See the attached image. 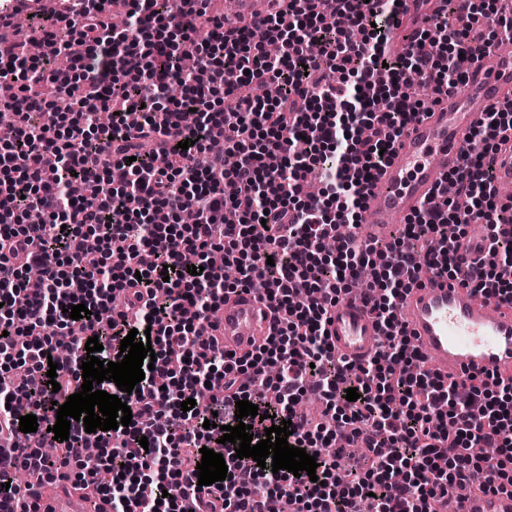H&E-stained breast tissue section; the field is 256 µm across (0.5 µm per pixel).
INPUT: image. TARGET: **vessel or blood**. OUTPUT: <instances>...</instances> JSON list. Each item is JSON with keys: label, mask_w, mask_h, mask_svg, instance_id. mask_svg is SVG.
I'll list each match as a JSON object with an SVG mask.
<instances>
[{"label": "vessel or blood", "mask_w": 512, "mask_h": 512, "mask_svg": "<svg viewBox=\"0 0 512 512\" xmlns=\"http://www.w3.org/2000/svg\"><path fill=\"white\" fill-rule=\"evenodd\" d=\"M287 0H236L239 14L252 23L270 15L271 2ZM397 37L408 40L425 27L415 0H404ZM512 102V42L502 41L495 62L474 65L466 81L441 96L430 112L410 123L391 157L376 171L360 224L352 234L361 240L378 238L436 198L448 176L462 163V151L472 134L485 125L491 107ZM496 185H512V149L493 158ZM486 225L471 222L467 236L456 246L461 274H468L483 254ZM401 313L413 344L426 367L446 379L482 378L512 374V310L496 306L458 282L440 276L422 278L401 301ZM274 319L271 308L253 295L242 293L225 305L221 314L222 342L238 353L258 344ZM326 332L337 355L358 363L374 356L381 336L363 302L344 298L328 314ZM454 512H512L511 493L477 490L465 481L449 488ZM53 512H84L77 494L55 491L48 498Z\"/></svg>", "instance_id": "vessel-or-blood-1"}]
</instances>
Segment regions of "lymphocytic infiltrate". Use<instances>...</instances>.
Wrapping results in <instances>:
<instances>
[{"label":"lymphocytic infiltrate","mask_w":512,"mask_h":512,"mask_svg":"<svg viewBox=\"0 0 512 512\" xmlns=\"http://www.w3.org/2000/svg\"><path fill=\"white\" fill-rule=\"evenodd\" d=\"M208 2L69 0L66 12L32 13L39 57L0 39V111L11 116L0 135V437L15 438L0 455V485L9 487L0 512H39L45 479L71 480L107 512H186L201 492L204 512H268L274 503L286 512L364 503L370 512H435L460 480L506 491L512 376L490 385L432 374L399 301L423 275L456 280L453 246L474 219L493 230L490 259L465 284L512 306V234L497 232L512 223V198H501L491 165L512 137V112L491 109L490 127L451 176L467 208L441 198L385 245L340 231L359 222L381 149L424 110L404 90L407 72L437 95L458 87L473 55L512 36V14L472 9L463 24L458 0H441L426 32L393 55L396 0H290L288 17L270 15L257 29L225 28ZM117 9L126 18L119 29ZM479 20L488 33L474 34ZM271 41L278 54H268ZM255 87L264 96H252ZM215 139L224 148L213 153ZM204 152L208 164L197 167ZM215 250L224 267L211 264ZM190 253L202 272L188 273ZM228 265L235 280L224 277ZM256 280L280 319L255 349L229 354L214 336L215 314ZM355 287L384 337L360 364L340 360L325 331L329 309ZM81 303L92 316L73 321L68 310ZM76 324L95 331L101 361H118L133 330L156 362L138 392L99 385L127 402L129 426L89 434L74 420L61 441L46 414L81 389L87 338L71 334ZM63 344L69 354L48 379ZM307 395L325 404L319 420L300 404ZM189 398L194 408L182 411ZM239 400L258 407L254 440L290 422L288 442L315 456L317 481L232 457L222 485L199 487L200 450L213 444L203 423L238 425ZM27 414L39 426L24 434ZM91 440L92 458L82 448ZM358 440L370 455L346 481L344 450ZM481 444L497 456H477ZM110 456L122 467L107 469ZM21 469L39 482L16 483ZM151 477L167 497L149 490Z\"/></svg>","instance_id":"obj_1"}]
</instances>
